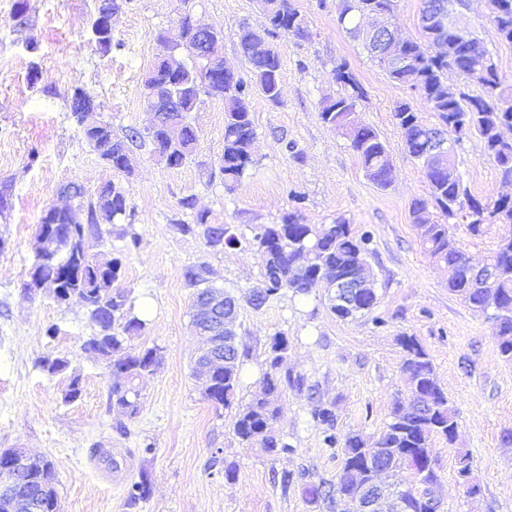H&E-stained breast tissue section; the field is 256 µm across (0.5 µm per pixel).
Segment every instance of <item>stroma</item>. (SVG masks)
Segmentation results:
<instances>
[{
    "instance_id": "obj_1",
    "label": "stroma",
    "mask_w": 512,
    "mask_h": 512,
    "mask_svg": "<svg viewBox=\"0 0 512 512\" xmlns=\"http://www.w3.org/2000/svg\"><path fill=\"white\" fill-rule=\"evenodd\" d=\"M16 4L0 0V184L10 186L9 208L0 217V236L8 241L0 251V448H25L52 461L57 512H327L308 502L300 484L284 489L273 481L274 474L302 470L317 482L336 478L341 455L324 447L306 397L283 393L274 428L294 452L273 455L240 441L232 410L205 400L191 375L200 340L184 267L206 265L211 283L243 298L259 285L261 263L256 251L214 252L198 237L181 233L178 221L192 222L194 215L178 203L190 195L209 223L235 225L248 239L254 225L280 223L295 208L307 223L329 224L341 216L373 235L374 252L367 259L378 291L373 315L338 318L324 288L305 297L284 290L258 307L242 302L237 332L252 356L240 369L236 405L249 402L258 389L264 350L281 333L291 345L289 367L316 383L322 399L335 402L338 430L377 434L394 399L405 392L397 338L417 336L458 419L455 447L441 440L433 445L441 512H512V446L501 443L502 432L512 430V362L498 353L492 321L449 292L447 268L425 256L412 223L410 203L427 197L428 185L404 148L392 112L396 103L415 104L419 97L372 63L339 26L335 6L296 0L310 20L311 39H274L283 102L252 97L258 165L235 191L204 173L224 151L221 101L192 113L199 147L183 167H167L150 145L130 146L134 170L121 180L133 212L129 231L138 243L130 249L125 239L108 234L92 247L103 260L123 256L121 287L134 306L151 308L134 346L163 350L162 364L139 384L141 410L130 419L110 403L106 361L83 348L95 331L83 302L60 304L49 291L33 299L24 292L36 225L58 205V187L76 182L93 192L116 178L87 144L66 99L82 90L101 105L95 119L124 135L150 119L141 77L160 52L156 33L176 26L183 8L221 29L224 63L239 72L245 69L239 27H259L265 19L256 0H124L112 26V50L104 55L88 35L95 0H28L30 25L24 30L15 21ZM455 16L483 42L511 85L512 45L497 39L487 0H466ZM29 37L39 44L34 58L24 48ZM34 60L39 80L32 89L26 75ZM340 61L366 91L360 120L378 131L389 150L394 174L388 188L368 180L347 139L317 116L321 100L340 91L333 76ZM290 140L300 159L287 152ZM33 153L38 159L32 164ZM455 164L476 196L503 192L478 137L457 146ZM51 326L57 329L52 336L46 333ZM47 355L66 358L67 369L54 375L41 370L37 362ZM75 377L82 392L65 401ZM458 447L473 458L482 488L478 497H466L458 485ZM230 463L237 466L232 481L224 477ZM144 475L151 483L149 497L128 506L130 486Z\"/></svg>"
}]
</instances>
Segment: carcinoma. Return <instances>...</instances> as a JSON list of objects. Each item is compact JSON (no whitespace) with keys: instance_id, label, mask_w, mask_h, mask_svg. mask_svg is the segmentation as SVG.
Masks as SVG:
<instances>
[{"instance_id":"cac0c4a2","label":"carcinoma","mask_w":512,"mask_h":512,"mask_svg":"<svg viewBox=\"0 0 512 512\" xmlns=\"http://www.w3.org/2000/svg\"><path fill=\"white\" fill-rule=\"evenodd\" d=\"M397 0H336L337 21L354 40L362 39L361 23L364 13L378 11L392 13ZM490 14L497 37L512 44V0H489ZM261 9L266 25L255 30L245 24L240 28L239 47L247 73L224 74V58L220 51L207 57L190 56L176 71H171L163 60L154 63L142 77L143 104L148 108L155 95L165 88L179 99L174 112L161 113L160 125L182 127L181 146L159 157L169 168H180L196 156L198 135L189 122L190 113L196 111L206 99L220 100L224 104V153L220 158L219 174L224 187L234 190L256 165L252 142L256 131L250 109L254 94L266 101L282 104L280 83V57L277 51L258 50L262 38L277 36L297 39L310 38L308 17L295 5V0H263ZM425 43L439 42L432 52L423 49L417 41L408 42L401 50L405 59L400 67L391 66L384 58L373 54L364 46L370 59L387 77L407 85L418 93L420 104L432 112L438 123L429 126L419 118V109L401 101L393 109V121L400 130L405 148L421 164L428 185V198L411 202L410 213L421 245L434 263L448 268V291L470 308L492 312L496 326L498 351L502 358L512 361V197L478 198L473 195L462 176L449 178L448 169L455 166L449 159L447 166L437 167L427 162L428 131L451 136L456 144L470 137H479L487 155L497 166L501 181L512 183V139L500 135L503 124L512 125V88L499 76L497 66L481 41L471 32L461 35L448 30L436 35L424 32ZM157 39L176 46L195 40L194 16L185 12L178 29L163 30ZM462 73L464 84L456 95H448V71ZM334 78L341 93L324 98L319 106V120L340 131L350 142L366 176L380 188H387L384 160L389 156L387 146L378 132L362 124L354 130L346 129L347 116L353 106L366 98V91L357 81L348 64L341 61L334 68ZM477 86L479 92L471 93ZM164 131L141 134L130 127L118 137L112 129L87 132L85 137L97 144L99 157L111 161L112 171L130 173L128 144L147 142L152 152L164 145ZM89 208L100 215V224H123L128 218L126 190L121 182H112V190L88 199ZM505 229L498 237L495 248L483 264V274L475 275L467 267L466 253L458 245L455 231L458 226L474 237L483 236L490 226ZM178 229L202 239L208 249L221 251L242 245L230 224H210L203 212L194 221L177 223ZM53 232L64 240L60 251L49 258L35 257L33 265L42 275L60 283L69 296L88 300L86 307L90 321L97 332L85 341L87 349L111 360L112 375L118 381L110 387L112 407L129 417L139 412V390L136 383L153 374L162 360L158 347L135 349L127 345L133 337L141 335L146 322L134 313L129 292L115 288L120 280L123 262L112 259V271L99 266L90 250L80 251L72 241L87 234L101 236L99 224L86 226L79 222L76 211L59 214L49 220L41 217L37 233ZM253 242L262 260L261 287L254 289L246 302L259 306L283 290L298 296H308L316 288V281H324L328 288L338 277L354 273L367 262L370 253L369 232L357 233L345 218L338 217L331 224H308L298 211L286 213L279 224H262L256 228ZM207 268L189 266L184 271L188 286L195 289L193 299H201L210 290ZM404 352L401 370L406 376V395L396 398L391 406L390 419L376 436H365L350 431L337 433L335 404L314 398L316 385L301 374L284 370L290 346L288 337L277 334L271 338L266 350L268 368L263 375L260 391L234 415V432L245 442H257L273 454L292 453L294 448L273 430V421L279 414L274 402L284 388L306 394L311 400V418L323 429V443L328 448L341 450V466L336 481L314 482L309 474L298 476L284 473L281 485L288 488L294 480L302 482L305 498L311 503L326 504L329 512H348V502L356 492L349 468L370 460L382 463L396 476L393 486L402 498L413 500L421 496L415 512H437L441 482L435 459L425 452L435 439L453 446L456 443L458 421L456 411L439 385L430 356L411 335L399 337ZM250 356V349L240 345L233 351L232 362L214 377L211 394L216 407L231 408L239 385V366ZM457 475L468 472L472 492L481 493L473 476L469 452L455 449ZM16 481L31 492L39 493L38 506L28 505L22 497L7 498L0 495V512H54L57 502V473L54 466L26 468L16 475ZM150 492L148 479L131 485L127 503L136 505Z\"/></svg>"}]
</instances>
